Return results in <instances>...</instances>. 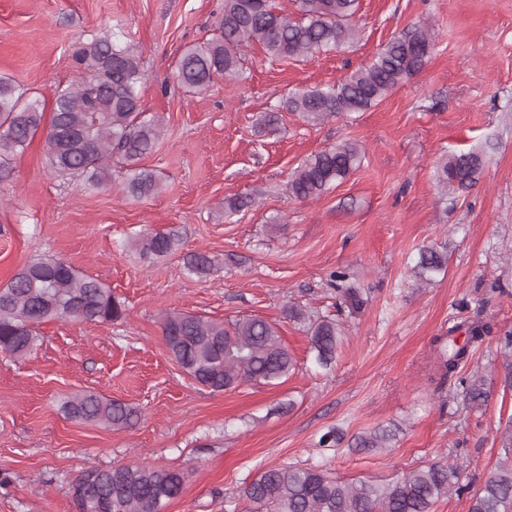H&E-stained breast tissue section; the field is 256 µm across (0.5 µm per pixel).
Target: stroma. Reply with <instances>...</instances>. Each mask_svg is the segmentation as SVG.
<instances>
[{
  "label": "stroma",
  "instance_id": "stroma-1",
  "mask_svg": "<svg viewBox=\"0 0 512 512\" xmlns=\"http://www.w3.org/2000/svg\"><path fill=\"white\" fill-rule=\"evenodd\" d=\"M224 0H0V75L51 110L57 88L80 74L73 54L101 30L138 53L141 107L158 118L156 149L137 166L160 182L134 200L126 169L101 192L53 173L36 134L0 180V286L27 263L55 256L111 288L126 305L117 322L49 319L36 346L0 351V512H78L70 487L87 468L128 463L184 476L162 512H250L242 491L278 466L319 467L341 481L381 483L437 461H457L467 492L432 512H469L505 456L512 389L498 336L512 331V0H358L356 38L310 59L245 49L243 72L200 94L175 81L183 51L214 36ZM424 26L432 50L421 71L374 107L321 122L281 109L287 94L344 81L402 31ZM280 107L277 130L261 120ZM351 140L359 166L310 200L288 193L311 155ZM479 157L471 186L443 190L441 159ZM252 204L225 214L237 197ZM176 231L179 244L141 259L133 240ZM446 253L430 285L413 266L422 247ZM209 255V274L189 254ZM348 273L365 304L352 311L330 284ZM297 305L339 321L343 336L321 367ZM192 313L275 324L297 365L272 386L200 387L172 360L160 320ZM482 318L492 330L460 375L484 376L485 403L464 405L442 380L433 340ZM79 393L138 413L115 428L66 415ZM394 437L363 450L379 428ZM335 448L320 438L331 429Z\"/></svg>",
  "mask_w": 512,
  "mask_h": 512
}]
</instances>
